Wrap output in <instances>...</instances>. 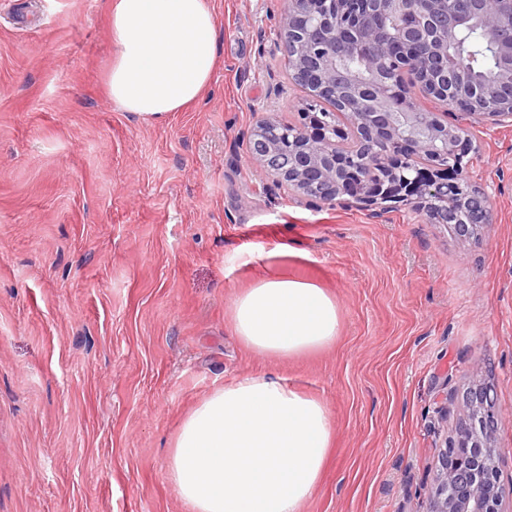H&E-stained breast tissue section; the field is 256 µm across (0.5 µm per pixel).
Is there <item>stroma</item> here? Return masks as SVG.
I'll use <instances>...</instances> for the list:
<instances>
[{
    "label": "stroma",
    "instance_id": "obj_1",
    "mask_svg": "<svg viewBox=\"0 0 512 512\" xmlns=\"http://www.w3.org/2000/svg\"><path fill=\"white\" fill-rule=\"evenodd\" d=\"M212 5V82L154 121L107 93L108 0H0V512H190L173 439L244 374L330 412L302 512H429L480 385L512 481V125L417 97L467 128L469 179L492 197L467 242L401 203L283 192L248 134L310 101L279 36L286 0ZM269 271L331 296L332 344L277 357L236 336V297Z\"/></svg>",
    "mask_w": 512,
    "mask_h": 512
}]
</instances>
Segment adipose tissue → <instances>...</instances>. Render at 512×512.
Returning a JSON list of instances; mask_svg holds the SVG:
<instances>
[{
  "instance_id": "1",
  "label": "adipose tissue",
  "mask_w": 512,
  "mask_h": 512,
  "mask_svg": "<svg viewBox=\"0 0 512 512\" xmlns=\"http://www.w3.org/2000/svg\"><path fill=\"white\" fill-rule=\"evenodd\" d=\"M107 91L123 111L161 120L193 104L217 64L211 0H110ZM236 335L290 356L331 344L336 304L313 283L261 277L234 301ZM332 427L318 399L267 375L215 389L182 421L170 481L191 512H301L320 481Z\"/></svg>"
}]
</instances>
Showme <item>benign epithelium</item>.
<instances>
[{"mask_svg": "<svg viewBox=\"0 0 512 512\" xmlns=\"http://www.w3.org/2000/svg\"><path fill=\"white\" fill-rule=\"evenodd\" d=\"M280 35L296 47L291 79L344 111L347 127L312 107L296 124L272 117L248 134L259 171L289 192L330 203L341 195L406 202L466 241L493 222L488 193L467 178L468 131L426 112L399 77L456 110L512 123V0H292ZM477 24L501 67L489 82L463 66L445 82L433 70ZM361 68L341 64L336 47ZM468 414L442 453L431 512H506L500 483L501 420L491 388L466 393Z\"/></svg>", "mask_w": 512, "mask_h": 512, "instance_id": "obj_1", "label": "benign epithelium"}]
</instances>
